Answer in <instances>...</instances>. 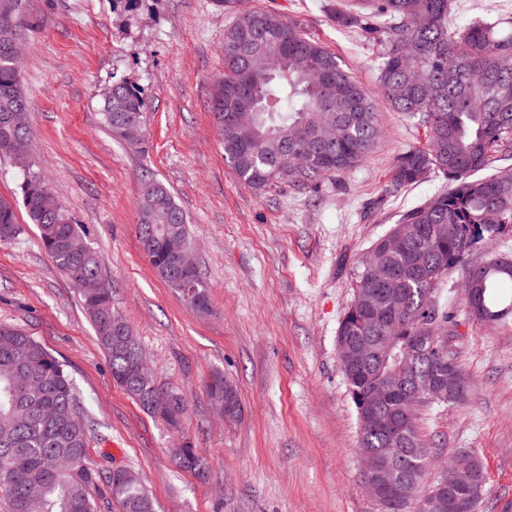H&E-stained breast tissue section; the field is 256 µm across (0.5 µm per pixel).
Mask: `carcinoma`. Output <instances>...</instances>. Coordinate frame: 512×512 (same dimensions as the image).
I'll return each mask as SVG.
<instances>
[{
    "label": "carcinoma",
    "mask_w": 512,
    "mask_h": 512,
    "mask_svg": "<svg viewBox=\"0 0 512 512\" xmlns=\"http://www.w3.org/2000/svg\"><path fill=\"white\" fill-rule=\"evenodd\" d=\"M235 13L224 29V74L213 86L211 111L220 127L224 158L237 177L258 190L278 183L308 188L324 175H344L368 157L382 136L378 105L366 95L336 55L307 36L301 23L261 10H242L241 0H215ZM450 0H351L333 11L336 25L364 36L382 50L379 77L385 101L396 112L418 118L427 146L396 158L391 185L419 182L440 174L445 189L406 211L373 244L375 253L362 265L350 305L336 337L353 342L390 337L383 361L360 362L343 373L359 423V447L385 458L407 485L410 496L391 506L385 492L375 498L381 512H429L436 493L479 502L485 481L480 459L469 453L453 458L427 488L426 472L435 459L418 431L419 400L406 414L393 396L385 413L402 418L398 440L369 414L370 395L394 368L410 359L415 374L404 393L424 381L448 388V368L456 371L457 391L465 380L448 345L431 337L448 335V310L439 290L453 270H463V300L492 313L512 308V261L491 258L467 264L473 245L512 224V31L505 15L455 27ZM26 26L23 0H0V157L15 144L31 142L28 105L18 58ZM271 56L265 71L257 52ZM427 73L434 94L414 83L413 67ZM105 126L116 140L136 142L143 135L146 105L140 92L117 80L103 95ZM22 206L38 227L41 243L55 265L80 282L84 307L104 350L116 384L140 406L151 401L153 385L123 377L129 353L115 323L123 320L112 306V285L102 273L97 252L76 249L83 237L75 219L52 195L39 172L23 174ZM138 235L153 237L145 254L158 275L177 293L180 281L166 276L168 240L192 243L187 218L167 188L146 174L139 200ZM16 202L0 198V240L19 234ZM200 302L209 310L208 286L194 271ZM36 345L39 370L48 383L13 397L10 363ZM210 398L224 402L226 421L241 414L234 381L219 373L208 386ZM92 426L64 365L33 336L0 323V497L9 512H95L93 491L102 487L120 512H157L152 495L131 468H99L89 463ZM177 464L205 476L208 462L187 445ZM464 468L474 475L466 485L453 481Z\"/></svg>",
    "instance_id": "1"
}]
</instances>
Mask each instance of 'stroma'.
<instances>
[{
    "mask_svg": "<svg viewBox=\"0 0 512 512\" xmlns=\"http://www.w3.org/2000/svg\"><path fill=\"white\" fill-rule=\"evenodd\" d=\"M340 0H242L299 21L380 98L379 47L336 27ZM30 29L21 71L34 159L47 187L82 224L112 284V303L146 350L158 380L187 403L179 429L145 413L112 378L77 287L17 208L19 235L0 241V323L24 329L69 372L94 421L93 465L130 467L157 512H380L364 489L359 425L336 353V331L361 260L400 215L444 185L428 174L393 188L396 157L424 147L416 119L380 108L383 135L351 172L316 188L260 192L224 159L209 108L224 72L230 14L215 0H25ZM123 79L147 103L143 137L115 140L103 94ZM150 171L189 217L209 286L200 314L145 260L136 232L141 175ZM448 280V346L464 375L462 401L423 413L436 468L477 455L485 484L477 512H512V316L486 325ZM237 384L243 412L224 422L205 385L215 371ZM187 438L207 459L200 478L169 450Z\"/></svg>",
    "mask_w": 512,
    "mask_h": 512,
    "instance_id": "1",
    "label": "stroma"
}]
</instances>
